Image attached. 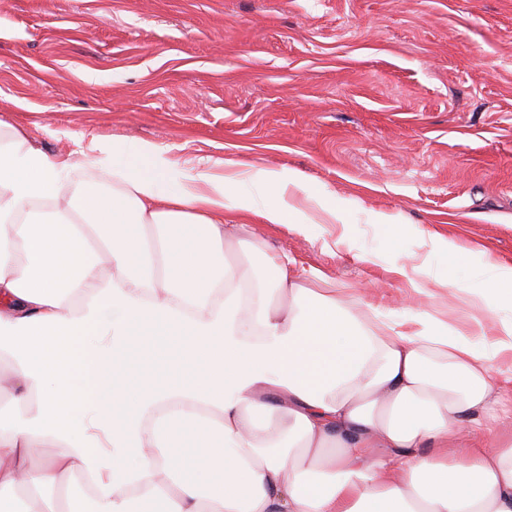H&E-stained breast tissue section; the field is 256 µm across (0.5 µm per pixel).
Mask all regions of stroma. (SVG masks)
I'll list each match as a JSON object with an SVG mask.
<instances>
[{
  "label": "stroma",
  "mask_w": 512,
  "mask_h": 512,
  "mask_svg": "<svg viewBox=\"0 0 512 512\" xmlns=\"http://www.w3.org/2000/svg\"><path fill=\"white\" fill-rule=\"evenodd\" d=\"M0 120L51 158L128 137L186 176L209 157L295 170L351 216L302 235L251 219L269 252L384 309L416 279L417 304L496 331L466 288L512 266V0H9Z\"/></svg>",
  "instance_id": "35a3bbf8"
}]
</instances>
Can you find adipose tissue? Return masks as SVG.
Masks as SVG:
<instances>
[{
    "label": "adipose tissue",
    "instance_id": "obj_1",
    "mask_svg": "<svg viewBox=\"0 0 512 512\" xmlns=\"http://www.w3.org/2000/svg\"><path fill=\"white\" fill-rule=\"evenodd\" d=\"M75 168L21 131L0 143V512H74L86 474L99 512H512L491 368L512 351L511 266L470 288L499 317L480 340L407 297L398 315L339 300L255 240L263 279L228 263L226 216L347 223L296 171L216 159L181 181L138 140L73 191ZM47 441L57 456L32 465Z\"/></svg>",
    "mask_w": 512,
    "mask_h": 512
}]
</instances>
